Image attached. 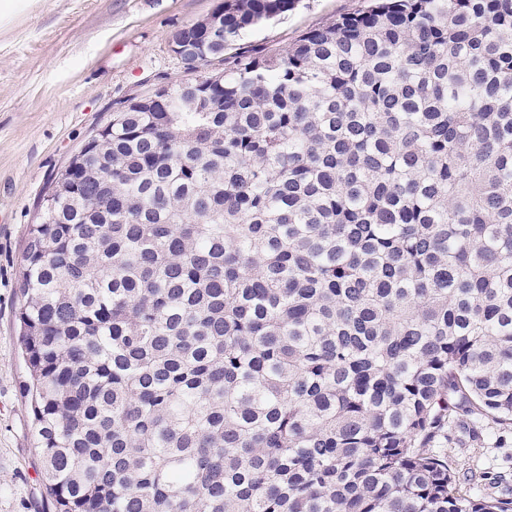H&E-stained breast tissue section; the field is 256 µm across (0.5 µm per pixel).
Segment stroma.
I'll return each mask as SVG.
<instances>
[{"instance_id": "1", "label": "stroma", "mask_w": 512, "mask_h": 512, "mask_svg": "<svg viewBox=\"0 0 512 512\" xmlns=\"http://www.w3.org/2000/svg\"><path fill=\"white\" fill-rule=\"evenodd\" d=\"M220 0H15L0 16V512H52L32 435L15 320L30 224L53 176L124 103L190 79L171 48L179 29ZM365 0H299L247 33L240 47L279 53L302 33L360 10ZM492 443L452 429L458 469L483 473L481 492L512 481V427L488 423Z\"/></svg>"}]
</instances>
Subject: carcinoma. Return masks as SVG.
<instances>
[{"label": "carcinoma", "instance_id": "cac0c4a2", "mask_svg": "<svg viewBox=\"0 0 512 512\" xmlns=\"http://www.w3.org/2000/svg\"><path fill=\"white\" fill-rule=\"evenodd\" d=\"M57 174L16 312L54 512H512L448 428L512 425V0H372L211 60Z\"/></svg>", "mask_w": 512, "mask_h": 512}]
</instances>
